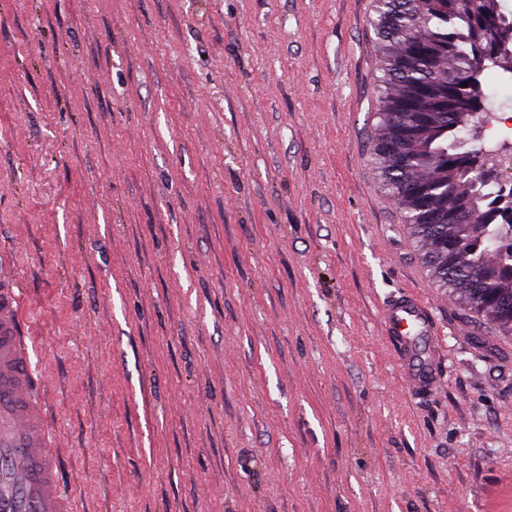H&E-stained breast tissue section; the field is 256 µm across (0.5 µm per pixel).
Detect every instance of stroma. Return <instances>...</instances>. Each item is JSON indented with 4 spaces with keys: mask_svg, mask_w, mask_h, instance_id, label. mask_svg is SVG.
<instances>
[{
    "mask_svg": "<svg viewBox=\"0 0 512 512\" xmlns=\"http://www.w3.org/2000/svg\"><path fill=\"white\" fill-rule=\"evenodd\" d=\"M374 5L0 0V272L76 512H512V335L380 187ZM384 324L398 349L402 375L415 393L427 392L437 380L434 336L436 322L432 308L412 295L402 294L384 309Z\"/></svg>",
    "mask_w": 512,
    "mask_h": 512,
    "instance_id": "obj_1",
    "label": "stroma"
}]
</instances>
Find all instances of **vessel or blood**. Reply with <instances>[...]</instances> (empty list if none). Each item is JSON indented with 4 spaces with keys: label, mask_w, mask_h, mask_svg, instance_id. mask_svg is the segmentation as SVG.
<instances>
[{
    "label": "vessel or blood",
    "mask_w": 512,
    "mask_h": 512,
    "mask_svg": "<svg viewBox=\"0 0 512 512\" xmlns=\"http://www.w3.org/2000/svg\"><path fill=\"white\" fill-rule=\"evenodd\" d=\"M383 318L405 382L413 392H426L439 369L432 308L403 294L387 304ZM32 351L21 327L20 296L12 279L0 273V512H75L58 482Z\"/></svg>",
    "instance_id": "1"
}]
</instances>
